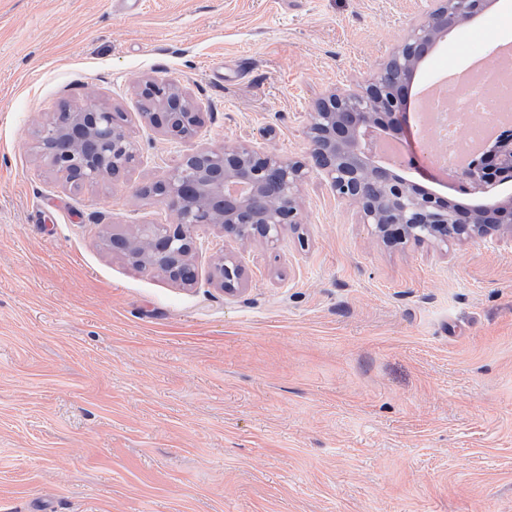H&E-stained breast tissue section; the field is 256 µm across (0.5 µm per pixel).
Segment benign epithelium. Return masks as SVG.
<instances>
[{
  "instance_id": "obj_1",
  "label": "benign epithelium",
  "mask_w": 512,
  "mask_h": 512,
  "mask_svg": "<svg viewBox=\"0 0 512 512\" xmlns=\"http://www.w3.org/2000/svg\"><path fill=\"white\" fill-rule=\"evenodd\" d=\"M472 0H436L435 7L413 22L405 35L369 79L349 89H334L319 99L305 123L308 152L293 157L235 140L219 149L203 148L186 155L171 177L134 189L142 198L162 204L171 220L141 224L139 238L153 242L149 251L132 244L129 262L150 267L168 279L192 284L195 235L201 226L219 228L237 246L261 242L275 247L286 228L301 224L300 199L304 186L316 176L336 196L353 206L359 222L368 225L383 246L399 249L448 246L496 235L512 242V208L493 205L495 222L481 215H456L451 201L402 177L377 159L374 143L380 132H398L408 122L409 82L393 80V72L415 74L429 48L448 35V9L471 11ZM139 97L154 100L143 116L158 118L175 141L196 138L203 124L200 106L171 78L147 77L137 86ZM89 145L76 156H47L50 167L66 183L123 177L139 160L127 132V114L94 102L64 109L39 129L43 140L65 139L73 130ZM266 194L276 204L264 210L252 206L251 196ZM237 252L224 253L212 269V279L232 292L243 281Z\"/></svg>"
}]
</instances>
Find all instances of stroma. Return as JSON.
I'll use <instances>...</instances> for the list:
<instances>
[{
  "mask_svg": "<svg viewBox=\"0 0 512 512\" xmlns=\"http://www.w3.org/2000/svg\"><path fill=\"white\" fill-rule=\"evenodd\" d=\"M458 27L512 37V0ZM433 0H0V512H512V243L381 247L321 179L277 248L198 228L183 286L109 237L169 214L135 185L246 138L302 157L305 115L373 74ZM173 77L204 127L139 112ZM125 112L140 161L66 186L37 131L87 100ZM275 134L264 138L265 128ZM244 271L236 251L224 253L212 269V279L225 288L226 291L233 292L243 281Z\"/></svg>",
  "mask_w": 512,
  "mask_h": 512,
  "instance_id": "1",
  "label": "stroma"
}]
</instances>
